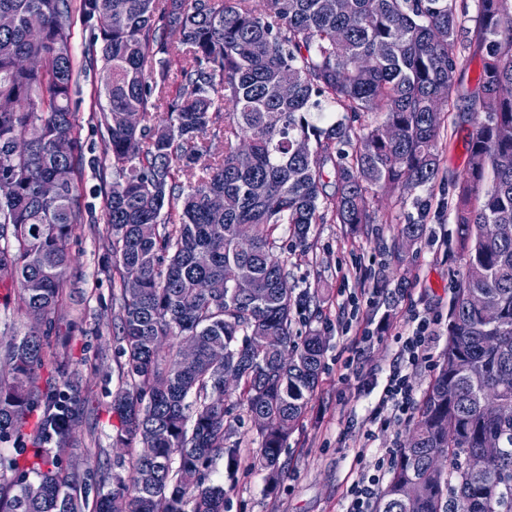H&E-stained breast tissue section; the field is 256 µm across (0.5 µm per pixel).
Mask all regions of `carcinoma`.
Returning <instances> with one entry per match:
<instances>
[{
  "mask_svg": "<svg viewBox=\"0 0 512 512\" xmlns=\"http://www.w3.org/2000/svg\"><path fill=\"white\" fill-rule=\"evenodd\" d=\"M335 2L266 0L259 13L252 0H0V15L13 18L0 28V179L16 185L0 198V271L10 272L25 310L52 325L81 203L73 181L50 201L39 185L74 167L79 150L70 109L78 12L97 30L84 58L102 62L99 111L113 174L105 237L121 279L124 357L113 443L154 449L130 475L100 469L93 504L74 494L60 461L76 444L78 415L56 378L36 385L49 365L64 375L66 361L59 337L31 332L7 354L24 380L0 385V439L20 435L34 416L33 448L0 460L17 477L16 493L0 494V512H224L227 491L208 470L216 457L228 477L238 470L236 405L260 439L258 465L277 481L326 343L316 329L293 334L318 291L289 284L275 234L288 225L304 252L313 225L373 224L369 197L397 191L418 213L397 229L411 249L429 210L416 191L440 176L437 146L455 100L473 121L466 174L448 178L465 272L442 362L375 512H512V95L498 93L512 86V0H477L472 27L457 0ZM174 44L183 56H169ZM464 51L482 63L467 91ZM130 112L164 117L132 127ZM365 116L372 121L361 123ZM212 129L223 133L222 153L208 141ZM62 138L72 143L67 155L54 150ZM244 225L253 231L246 246ZM471 296L499 310L496 323ZM189 341L198 354L188 363L179 347ZM226 373L237 377L234 406L224 404ZM492 396L501 403L494 417L484 411ZM488 435L500 452L472 472L468 458ZM436 453L448 464L440 472L430 467ZM408 482L419 486L410 504L401 498Z\"/></svg>",
  "mask_w": 512,
  "mask_h": 512,
  "instance_id": "cac0c4a2",
  "label": "carcinoma"
}]
</instances>
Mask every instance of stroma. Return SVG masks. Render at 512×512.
<instances>
[{
  "mask_svg": "<svg viewBox=\"0 0 512 512\" xmlns=\"http://www.w3.org/2000/svg\"><path fill=\"white\" fill-rule=\"evenodd\" d=\"M100 69L77 66L72 85L74 132L82 145L76 161L82 222L68 241L74 264L58 318L75 321L69 343L73 358L60 388H91L79 417L81 448L63 467L80 471L112 464L117 457L133 462L136 449L112 445L113 418L108 410L118 385L114 296L120 280L103 238L105 193L112 169L105 159L106 131L100 123L95 90ZM472 122L461 109L448 115L439 144L440 168L464 174L469 158ZM431 210L414 250L397 262L396 225L412 206L397 195L380 193L371 201L374 224L360 233L344 225L319 224L308 255L291 246L287 228H280L275 249L288 280L296 289H318L320 301L296 317L293 333L320 330L326 339L324 369L304 417L288 436L284 472L276 490H269L264 471L253 467L259 451L256 430L242 409L234 411V434L241 464L225 512H344L350 472L368 468L389 448L400 447L408 422L392 420L373 427L374 406L367 385L383 381L393 365L396 333L408 328L411 310L447 316L453 292L464 270L456 244V226L448 210V184L436 182L427 192ZM32 322L7 275L0 272V358L13 341L29 333Z\"/></svg>",
  "mask_w": 512,
  "mask_h": 512,
  "instance_id": "stroma-1",
  "label": "stroma"
}]
</instances>
